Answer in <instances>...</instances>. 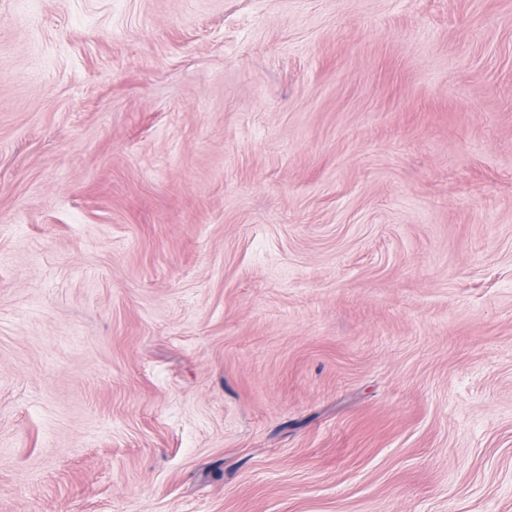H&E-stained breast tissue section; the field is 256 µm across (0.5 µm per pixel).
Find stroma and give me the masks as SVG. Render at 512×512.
Segmentation results:
<instances>
[{
  "label": "stroma",
  "instance_id": "stroma-1",
  "mask_svg": "<svg viewBox=\"0 0 512 512\" xmlns=\"http://www.w3.org/2000/svg\"><path fill=\"white\" fill-rule=\"evenodd\" d=\"M0 512H512V0H0Z\"/></svg>",
  "mask_w": 512,
  "mask_h": 512
}]
</instances>
